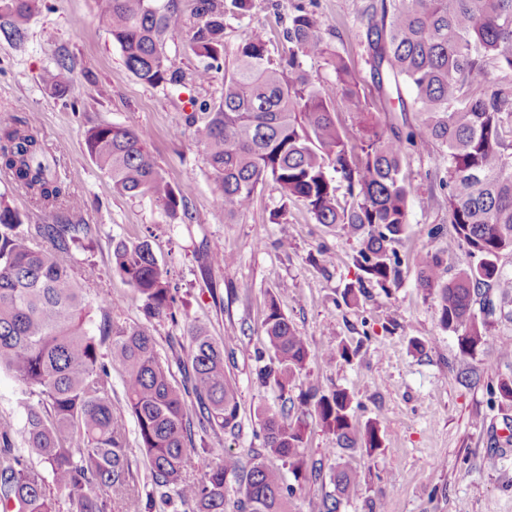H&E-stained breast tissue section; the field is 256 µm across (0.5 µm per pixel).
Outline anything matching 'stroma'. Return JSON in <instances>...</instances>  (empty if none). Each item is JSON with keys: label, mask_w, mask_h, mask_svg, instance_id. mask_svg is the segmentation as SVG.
<instances>
[{"label": "stroma", "mask_w": 512, "mask_h": 512, "mask_svg": "<svg viewBox=\"0 0 512 512\" xmlns=\"http://www.w3.org/2000/svg\"><path fill=\"white\" fill-rule=\"evenodd\" d=\"M300 0H253L243 16L224 19V48L233 54L242 32L263 37L271 58L287 55L288 18ZM371 0H313L325 22L324 37L351 63L367 98L376 93L360 30ZM184 26L169 35L166 52L185 73L202 68L204 59L186 47L196 23L195 0H177ZM72 68L68 94H51L41 77L58 61ZM224 75L186 88H152L125 66L100 18L97 0H43L26 25V41L17 48L0 38V117L35 120L57 159L60 176L81 205L53 214L37 207L0 172V199L25 213L30 225L88 224L92 236L75 249V275L96 269L84 284L101 322L99 304L115 299L110 315L116 326L150 323L161 360L172 357L171 344L188 325L204 327L225 347L228 376L241 405L234 432L209 435V443L250 464L263 444L258 407L279 409L280 392L255 377L257 350L266 348L263 321L269 300H276L294 328L306 338L314 358L296 381L295 392L318 386L328 393L348 391L357 423L377 424L384 441L374 454L337 448L315 414L307 422L304 455L322 464L320 477L304 475L288 505L290 512H319L325 495L334 493V467L357 471V493L342 500L338 512H512V403L502 401L498 379L512 378V294L483 287L492 300L486 343L462 353L454 333L443 329L437 303L419 286L414 256L440 254L444 276L471 264L467 246L448 222V196L442 187L448 162L417 147L408 148L403 174L412 187L409 227L397 244L401 259L398 284L368 288L357 303L342 299L355 281L359 248L339 228L319 224L301 203L283 197L278 185L258 186L253 204L228 217L215 206L217 186L184 118L194 104L217 102ZM100 124L144 128L149 150L168 181L191 183L187 200L191 221L166 217L149 200L132 199L112 188L108 177L85 151V132ZM148 240L177 288V321H146L143 302L112 265L117 241ZM221 253L229 262L215 266ZM360 343L352 361L327 364L319 354L343 343Z\"/></svg>", "instance_id": "1"}]
</instances>
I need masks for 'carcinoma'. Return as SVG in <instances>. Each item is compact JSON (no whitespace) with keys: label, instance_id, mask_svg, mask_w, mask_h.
I'll use <instances>...</instances> for the list:
<instances>
[{"label":"carcinoma","instance_id":"carcinoma-1","mask_svg":"<svg viewBox=\"0 0 512 512\" xmlns=\"http://www.w3.org/2000/svg\"><path fill=\"white\" fill-rule=\"evenodd\" d=\"M42 0H0V34L23 44L25 25ZM251 0H196L197 22L187 47L207 64L193 81L204 84L224 71V94L213 105L186 115V126L204 151L218 185L216 204L227 216L245 212L258 186L271 179L285 198L303 202L319 224L338 226L360 242L356 282L343 292L357 300L364 284L382 289L397 283L401 260L394 245L408 227L410 185L402 175L408 147L448 156V216L477 261L456 276L440 275L443 259L419 257V286L435 295L440 325L457 335L471 354L485 343L486 321L473 312L474 295L491 281L512 288L502 275L500 254L512 252V0H381L364 13L367 62L382 102V119L361 93L346 57L323 37L324 23L302 6L291 17L286 38L296 51L272 59L266 41L240 37L224 61V16L243 14ZM106 31L128 70L143 84H184V75L165 51L167 36L182 27L173 2L98 0ZM329 56L342 88L348 123L297 63L296 52ZM46 88L64 95L71 85L67 65L44 73ZM415 113L403 131L394 112ZM143 128L97 125L85 133L89 157L121 194L147 198L165 214L189 219V188L172 185L157 167ZM0 169L44 210H70L78 200L61 179L56 159L35 122L0 121ZM347 184L350 201L337 196L336 179ZM25 215L0 200V372L19 383L22 428L0 419V512H130L137 484L129 458L125 422L112 408L107 364L124 371V400L135 423L137 448L150 465L152 489L183 512H288L293 485L265 461L245 474L237 456L195 443L194 427L233 430L240 403L224 368V341L202 327L187 328L188 351L175 365L158 356L147 326L114 327L103 315L99 335L90 332L91 306L73 276V248L91 234L89 224H38L24 229ZM117 272L140 294L149 316L176 320L167 270L146 240L117 242ZM263 330L271 365L257 373L273 380L290 401L296 377L315 354L275 301ZM109 343L103 361L99 347ZM359 346L342 345L321 354L345 361ZM183 382H172V367ZM342 448L383 447L372 422H353V399L344 389L322 394L315 387L299 395ZM306 421L280 411L263 417L268 454L302 477L301 448ZM21 439L26 449L16 447ZM40 458L32 465L25 452ZM208 458L199 476L188 473L191 456ZM239 483L240 497L228 503L224 489ZM337 496L321 512H337L340 498L359 486L356 472L335 471Z\"/></svg>","mask_w":512,"mask_h":512}]
</instances>
